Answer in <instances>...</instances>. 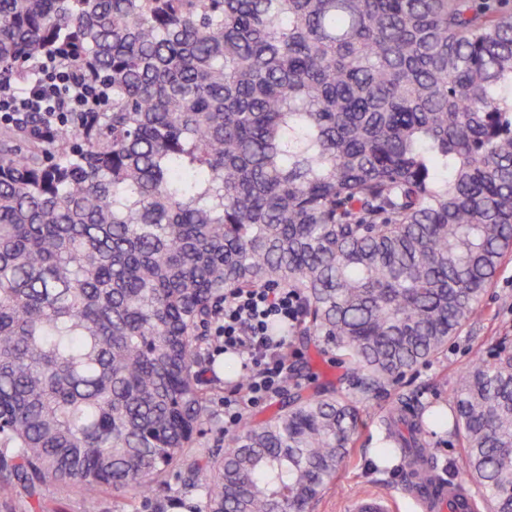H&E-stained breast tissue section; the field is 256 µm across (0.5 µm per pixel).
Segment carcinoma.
<instances>
[{"label": "carcinoma", "mask_w": 512, "mask_h": 512, "mask_svg": "<svg viewBox=\"0 0 512 512\" xmlns=\"http://www.w3.org/2000/svg\"><path fill=\"white\" fill-rule=\"evenodd\" d=\"M509 0H0V84L54 55L105 92L54 152L0 143V505L83 512L197 492L200 512H308L363 400L288 404L193 454L224 292L292 288L273 338L341 352L365 397L441 355L512 255ZM385 419L384 459L456 437L512 512V354L445 409ZM36 512H82L78 500L66 492L54 491L47 493Z\"/></svg>", "instance_id": "cac0c4a2"}]
</instances>
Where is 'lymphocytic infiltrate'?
<instances>
[{"mask_svg":"<svg viewBox=\"0 0 512 512\" xmlns=\"http://www.w3.org/2000/svg\"><path fill=\"white\" fill-rule=\"evenodd\" d=\"M101 90L53 56L35 65L32 84L0 85V122L12 123L17 114L36 112L42 117L37 131L43 142H52L68 114L95 111ZM297 293L290 288H252L225 293L224 307L214 334L225 349L243 359L245 391L224 397V431H237L246 408L276 396L288 377V356L283 343L269 336L272 324H288L298 317Z\"/></svg>","mask_w":512,"mask_h":512,"instance_id":"1","label":"lymphocytic infiltrate"}]
</instances>
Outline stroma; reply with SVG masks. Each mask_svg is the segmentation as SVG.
<instances>
[{"label": "stroma", "mask_w": 512, "mask_h": 512, "mask_svg": "<svg viewBox=\"0 0 512 512\" xmlns=\"http://www.w3.org/2000/svg\"><path fill=\"white\" fill-rule=\"evenodd\" d=\"M502 347L512 350V258L501 266L488 288L480 319L466 326L438 358L418 365L397 385L369 397L360 444L336 475L337 485L344 486V493H337L335 487L326 489L311 512H345L351 496L364 492L395 494L399 512H411L410 498L401 494L406 481V461L397 456L388 466L378 469L371 461L372 453L385 436L383 421L390 406L401 396L408 399L413 410L450 406L458 375L476 357L493 359ZM223 361L222 354L210 353L207 380L213 392L211 416L200 439L205 450L219 453L224 450V392L231 387L219 374ZM192 503V497L159 490L130 500L104 496L98 512H191Z\"/></svg>", "instance_id": "1"}]
</instances>
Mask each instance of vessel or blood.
Wrapping results in <instances>:
<instances>
[{
    "mask_svg": "<svg viewBox=\"0 0 512 512\" xmlns=\"http://www.w3.org/2000/svg\"><path fill=\"white\" fill-rule=\"evenodd\" d=\"M410 496L420 512H476L473 494L461 490L459 484L434 479L429 468L411 470ZM396 499L389 494H362L350 504V512H394Z\"/></svg>",
    "mask_w": 512,
    "mask_h": 512,
    "instance_id": "1",
    "label": "vessel or blood"
}]
</instances>
